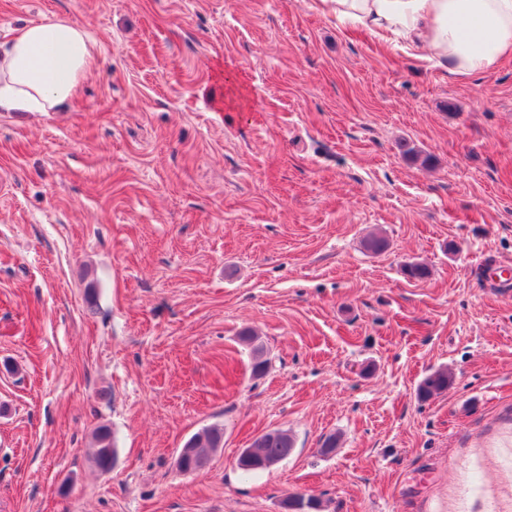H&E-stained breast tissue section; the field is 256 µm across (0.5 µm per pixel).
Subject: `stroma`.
Wrapping results in <instances>:
<instances>
[{"mask_svg": "<svg viewBox=\"0 0 512 512\" xmlns=\"http://www.w3.org/2000/svg\"><path fill=\"white\" fill-rule=\"evenodd\" d=\"M56 15L98 67L0 112V512H512V59L457 79L312 0H0V34ZM241 340L250 347L251 356L253 358L252 372L255 375H261L265 373L269 367V359L266 357V351L261 344L257 343V337L251 331H243L241 333ZM449 378L445 371H435L427 375L417 389L421 400H428L438 396L448 389ZM96 448L94 451V462L100 470H105L112 462L116 448L112 440V431L107 426H100L94 434ZM202 429L203 430L201 432L193 434L192 437H199L200 434L203 433L207 444L213 449L209 450V452L206 455H202L197 458L198 462H199L197 470L204 469L207 466L208 462L210 461L212 454L217 450V448H223V446H224V430H223V428H219L217 426H211V427H205ZM253 446L257 449L254 461L251 453L253 448H247L242 455V461L244 463H250L249 466L242 467L238 464L237 468L243 475H251L260 471L269 469L268 464L270 462H281L291 455L294 449V441L292 437L286 431H282V434L271 437L263 435L258 438ZM278 462V463H279Z\"/></svg>", "mask_w": 512, "mask_h": 512, "instance_id": "obj_1", "label": "stroma"}]
</instances>
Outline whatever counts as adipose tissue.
Wrapping results in <instances>:
<instances>
[{"mask_svg": "<svg viewBox=\"0 0 512 512\" xmlns=\"http://www.w3.org/2000/svg\"><path fill=\"white\" fill-rule=\"evenodd\" d=\"M316 12L466 79L512 58V0H313ZM88 33L54 16L0 41V112H55L94 69Z\"/></svg>", "mask_w": 512, "mask_h": 512, "instance_id": "1", "label": "adipose tissue"}]
</instances>
